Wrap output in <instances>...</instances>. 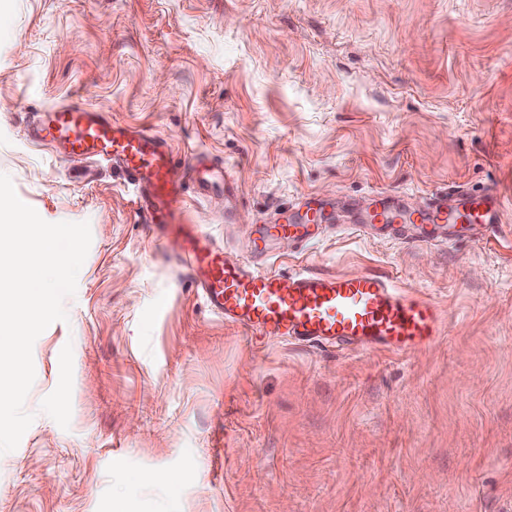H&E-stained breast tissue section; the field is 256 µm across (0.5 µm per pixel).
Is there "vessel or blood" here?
I'll list each match as a JSON object with an SVG mask.
<instances>
[{"label": "vessel or blood", "mask_w": 512, "mask_h": 512, "mask_svg": "<svg viewBox=\"0 0 512 512\" xmlns=\"http://www.w3.org/2000/svg\"><path fill=\"white\" fill-rule=\"evenodd\" d=\"M28 140L49 146L69 160H91L119 170L136 190L135 211L142 223L166 237L188 279L209 312L241 325L253 335L316 345L355 344L369 350L387 347L409 353L433 344L442 320L429 301L409 296L387 276L353 273H283L271 268L279 239L313 242L320 238L324 216L310 208L256 225L249 254L225 257L223 248L197 225L178 219L187 189L206 192L222 186L234 198L237 186L205 163L181 166L170 140L152 130L117 119L82 98L43 111L27 129ZM371 224H475L501 222L502 200L482 190L461 207L448 206V195L434 193L427 209L411 214L391 206L386 195L374 198Z\"/></svg>", "instance_id": "b4317fda"}]
</instances>
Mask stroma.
<instances>
[{
	"label": "stroma",
	"instance_id": "35a3bbf8",
	"mask_svg": "<svg viewBox=\"0 0 512 512\" xmlns=\"http://www.w3.org/2000/svg\"><path fill=\"white\" fill-rule=\"evenodd\" d=\"M74 95L236 177L185 223L245 254L305 201L331 227L273 269L388 276L439 309L408 354L255 342L211 315L110 166L25 137ZM0 173L88 222L68 318L33 345L34 420L0 512H512V0H0ZM497 190L498 226L358 224Z\"/></svg>",
	"mask_w": 512,
	"mask_h": 512
}]
</instances>
